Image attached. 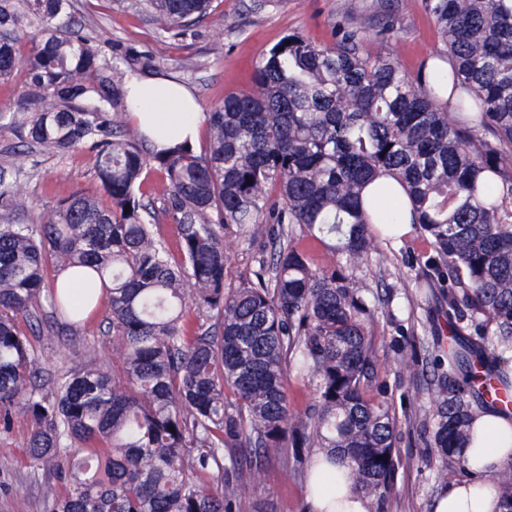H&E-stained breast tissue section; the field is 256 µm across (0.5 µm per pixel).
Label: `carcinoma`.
<instances>
[{
  "mask_svg": "<svg viewBox=\"0 0 512 512\" xmlns=\"http://www.w3.org/2000/svg\"><path fill=\"white\" fill-rule=\"evenodd\" d=\"M144 2L174 36L211 9ZM423 2L450 69L424 64L411 81L366 50L354 22L326 46L290 34L262 56L256 90L206 113L198 154L188 142L150 149L126 119L125 80L154 69L148 52H105L71 0H0V81L22 78L0 138L21 146L17 157L37 147L94 158V187L75 186L32 224L10 219L23 166L0 169V431L30 416L29 459L56 486L49 512H235L269 460L304 472L321 455L384 504L395 419L381 398L376 308L344 273L392 229L400 197L383 177L437 254L422 278L443 289L453 341L427 388L430 447L442 482L460 473L488 404V349L504 362L512 352V0ZM151 169L166 176L177 260L138 197ZM367 193L388 211L368 212ZM231 225L272 243L236 288L225 287ZM305 239L327 249L323 263ZM50 268L72 282L48 286ZM98 281L119 369L91 361L41 378L27 335L37 311L46 300L89 315ZM293 370L315 381L303 414L284 390ZM497 489L512 512V468Z\"/></svg>",
  "mask_w": 512,
  "mask_h": 512,
  "instance_id": "1",
  "label": "carcinoma"
}]
</instances>
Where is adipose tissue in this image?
<instances>
[{"label": "adipose tissue", "mask_w": 512, "mask_h": 512, "mask_svg": "<svg viewBox=\"0 0 512 512\" xmlns=\"http://www.w3.org/2000/svg\"><path fill=\"white\" fill-rule=\"evenodd\" d=\"M132 120L153 141L170 146L193 141L201 110L192 93L163 77L138 74L126 79ZM476 438L464 451V476L450 482L436 498L434 512H502L494 476L512 465V411L488 408L474 420ZM310 512H370L367 497L353 492L339 474L311 473Z\"/></svg>", "instance_id": "obj_1"}]
</instances>
